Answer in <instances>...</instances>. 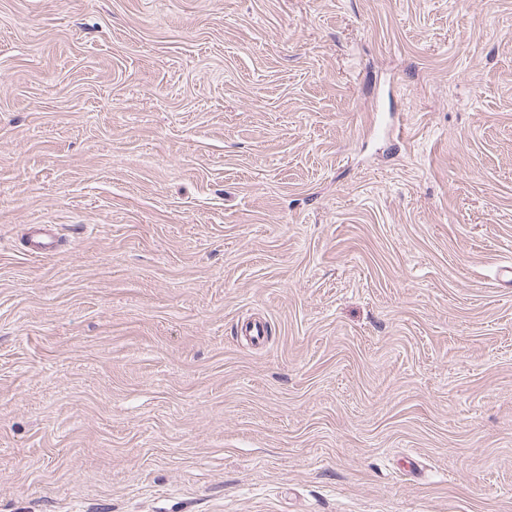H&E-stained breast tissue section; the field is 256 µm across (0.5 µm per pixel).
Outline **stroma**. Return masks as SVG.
I'll return each mask as SVG.
<instances>
[{
	"label": "stroma",
	"instance_id": "obj_1",
	"mask_svg": "<svg viewBox=\"0 0 512 512\" xmlns=\"http://www.w3.org/2000/svg\"><path fill=\"white\" fill-rule=\"evenodd\" d=\"M508 265L512 0H0V512H512ZM26 251L35 256L53 253L57 238L49 224H33L26 234Z\"/></svg>",
	"mask_w": 512,
	"mask_h": 512
}]
</instances>
